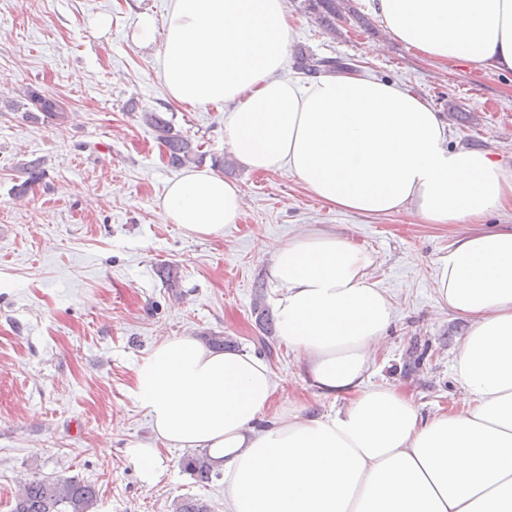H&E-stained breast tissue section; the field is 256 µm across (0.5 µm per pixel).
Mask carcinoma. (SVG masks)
I'll return each instance as SVG.
<instances>
[{"label": "carcinoma", "mask_w": 512, "mask_h": 512, "mask_svg": "<svg viewBox=\"0 0 512 512\" xmlns=\"http://www.w3.org/2000/svg\"><path fill=\"white\" fill-rule=\"evenodd\" d=\"M320 25L330 34L336 33V22L344 19L348 0H308ZM294 69L307 76L327 72L347 71V60L336 57L318 58L298 51L295 54ZM29 100L35 108L49 117H56L63 111L55 97L29 92ZM150 121L161 132V140L168 151V165L181 168L195 160L198 146L193 141L177 134H171L168 122L158 113L150 114ZM184 470L197 483L207 486L219 479L220 472L207 451L195 452L184 459ZM97 501V490L90 483L74 479H51L33 477L27 480L16 496L11 512H90Z\"/></svg>", "instance_id": "carcinoma-1"}]
</instances>
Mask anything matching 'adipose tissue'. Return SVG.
I'll use <instances>...</instances> for the list:
<instances>
[{
	"instance_id": "obj_1",
	"label": "adipose tissue",
	"mask_w": 512,
	"mask_h": 512,
	"mask_svg": "<svg viewBox=\"0 0 512 512\" xmlns=\"http://www.w3.org/2000/svg\"><path fill=\"white\" fill-rule=\"evenodd\" d=\"M396 40L440 63L512 72V0H363ZM130 38L160 43L169 97L224 111V137L249 171L288 169L312 195L368 216L409 213L474 224L512 204L496 153L448 146V124L401 86L360 75L284 76L294 42L286 0H173L164 24L141 14ZM165 218L189 238L223 235L240 188L209 169L169 180ZM371 255L311 228L265 259L280 341L332 413L273 411L278 383L248 353L167 337L134 372L153 439L133 447L158 481V444L224 463L226 512H512V231L469 233L437 268V292L466 324L454 370L461 407L422 416L372 384L394 303Z\"/></svg>"
}]
</instances>
